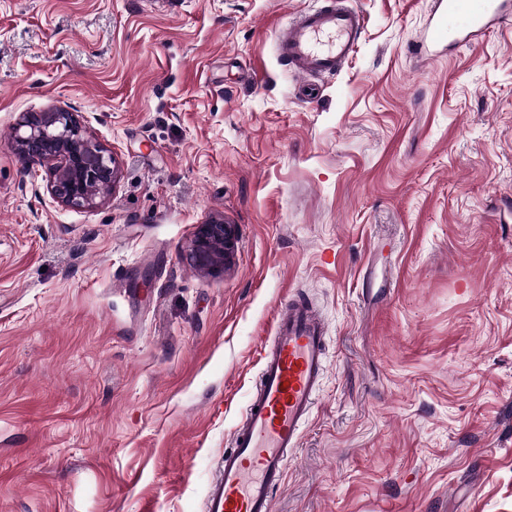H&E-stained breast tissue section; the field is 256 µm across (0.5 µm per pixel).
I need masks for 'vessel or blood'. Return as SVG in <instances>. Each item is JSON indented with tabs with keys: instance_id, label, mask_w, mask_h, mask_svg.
Segmentation results:
<instances>
[{
	"instance_id": "vessel-or-blood-1",
	"label": "vessel or blood",
	"mask_w": 512,
	"mask_h": 512,
	"mask_svg": "<svg viewBox=\"0 0 512 512\" xmlns=\"http://www.w3.org/2000/svg\"><path fill=\"white\" fill-rule=\"evenodd\" d=\"M512 19V0H434L419 47H453ZM363 16L345 0L300 11L277 33L281 58L300 78L336 73L354 52ZM327 327L301 300L279 310L258 381L206 491L205 512H276L275 494L298 448L326 368Z\"/></svg>"
}]
</instances>
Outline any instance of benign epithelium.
Wrapping results in <instances>:
<instances>
[{
    "instance_id": "1",
    "label": "benign epithelium",
    "mask_w": 512,
    "mask_h": 512,
    "mask_svg": "<svg viewBox=\"0 0 512 512\" xmlns=\"http://www.w3.org/2000/svg\"><path fill=\"white\" fill-rule=\"evenodd\" d=\"M12 146L20 156L48 165L51 194L65 206L90 207L119 182L115 157L73 112L55 109L27 117L15 129ZM237 238L233 224H201L188 257L205 274L222 273L231 262Z\"/></svg>"
}]
</instances>
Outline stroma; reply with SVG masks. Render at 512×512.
<instances>
[{
	"label": "stroma",
	"instance_id": "1",
	"mask_svg": "<svg viewBox=\"0 0 512 512\" xmlns=\"http://www.w3.org/2000/svg\"><path fill=\"white\" fill-rule=\"evenodd\" d=\"M315 3L0 0V512H204L294 296L329 352L276 512H512V23L424 58L431 0H349L306 97ZM55 108L119 165L92 208L12 148ZM345 0H325L317 8L300 11L277 33L281 58L292 67L310 95L317 75L335 74L355 51L364 17ZM237 238L233 224H201L189 246L188 257L205 274L223 273L231 262Z\"/></svg>",
	"mask_w": 512,
	"mask_h": 512
}]
</instances>
